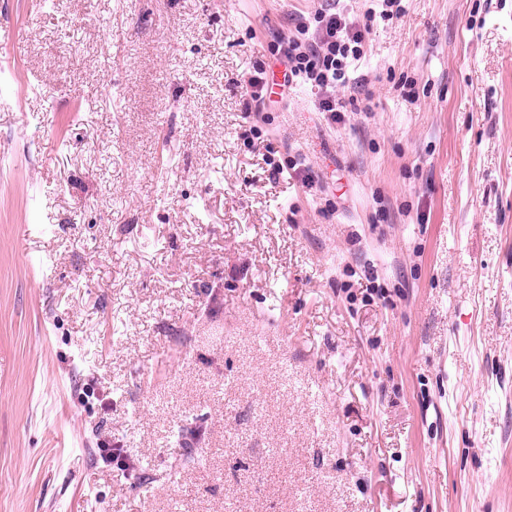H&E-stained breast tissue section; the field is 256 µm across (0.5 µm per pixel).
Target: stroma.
I'll return each mask as SVG.
<instances>
[{
  "label": "stroma",
  "mask_w": 512,
  "mask_h": 512,
  "mask_svg": "<svg viewBox=\"0 0 512 512\" xmlns=\"http://www.w3.org/2000/svg\"><path fill=\"white\" fill-rule=\"evenodd\" d=\"M333 3L0 0V512H512V0ZM315 32L307 37L310 25H299L298 35L276 44L271 54L283 57L288 64L286 86L309 85L319 94V108L331 112L336 120L346 112L336 88L351 85V67L364 55V33L343 13L321 10L313 17Z\"/></svg>",
  "instance_id": "1"
}]
</instances>
